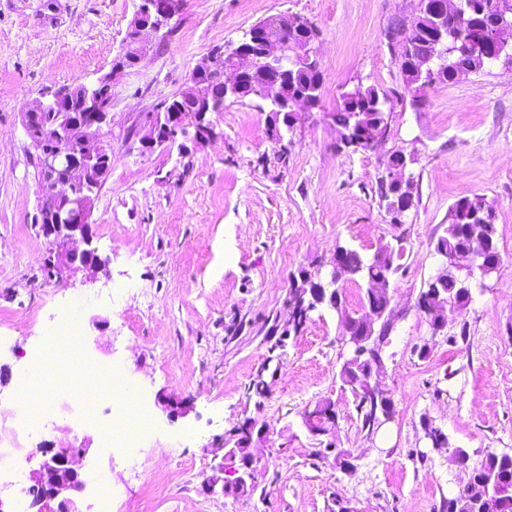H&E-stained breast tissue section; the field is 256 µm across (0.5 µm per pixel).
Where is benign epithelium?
<instances>
[{
    "label": "benign epithelium",
    "mask_w": 512,
    "mask_h": 512,
    "mask_svg": "<svg viewBox=\"0 0 512 512\" xmlns=\"http://www.w3.org/2000/svg\"><path fill=\"white\" fill-rule=\"evenodd\" d=\"M183 0H168L165 12L152 15L153 0H139L130 24L131 37L126 39L122 56L140 61L146 37L157 34L170 20L179 15ZM471 11L469 0H437L433 17L438 21L432 48L419 54V68L425 71L427 85L437 83L436 73L448 66L461 68L456 56V43L461 40L460 29L448 28V16L464 20ZM303 22L302 17L286 13L268 17L247 30L237 42L221 47L211 54L192 73L189 86L179 96L190 103L189 110L171 109L156 118L150 132L141 140V148L152 153L158 147L200 144L213 136L206 120L210 112L224 110L227 99L251 98L272 106L283 115L295 114L302 107H312L311 100L320 95L298 94L289 99L282 93L283 81L293 69L310 61L311 45H292L281 37L285 29ZM494 52L486 55V67L499 62L512 65V3H501L487 27ZM213 73L224 83V95H210L199 78ZM84 92L85 112H66L61 103L69 89L63 88L49 102H38L20 112L21 125L41 161L44 175L38 187V206L35 221L51 244L49 268L84 269L92 273L105 267L96 248L92 247L91 217L98 199L97 189L108 176L112 150L104 141V127L112 121V101L103 102L99 84L80 83ZM44 113L49 120L37 131L30 129L32 115ZM45 460L32 471L28 492L35 498L37 512H81L72 492L83 486L80 458L84 449L67 445L63 448H44ZM225 459L240 460L237 467L221 465L208 482L209 490L221 487L224 494L241 491L255 481L254 458L242 459L241 449L234 447Z\"/></svg>",
    "instance_id": "benign-epithelium-1"
}]
</instances>
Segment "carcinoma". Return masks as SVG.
Instances as JSON below:
<instances>
[{"mask_svg": "<svg viewBox=\"0 0 512 512\" xmlns=\"http://www.w3.org/2000/svg\"><path fill=\"white\" fill-rule=\"evenodd\" d=\"M484 5L486 13L474 21V30L467 33L465 38L472 44L471 54L467 58V66L480 63L482 56L488 54L484 46L487 11L493 8L499 0H473ZM395 61L404 76L406 85H411L415 78L411 75L413 68V51L419 48H431V32L429 28H421L407 37L398 24L389 28L386 33ZM296 83L299 87L316 88L322 83V75L316 69H304L297 73ZM360 101L353 104L347 97H342V103L333 113V121L347 134L356 138L352 151H367V139L374 127H380L385 132L387 127L386 108L387 97L379 94L373 87L358 89ZM449 223L444 234L435 244V250L444 253L454 261L459 270L470 271V259L467 250L470 236L479 235L493 244L492 253L488 259L498 263L497 231L494 224V210L482 196L461 198L455 201L449 209ZM340 268L336 278V311L343 316L341 337L349 336V331L356 325V318L348 315L344 308V282L370 278L391 282L401 268L398 263L401 255L391 249L379 248L372 256L367 257L352 247H343ZM310 271L302 270L299 279L293 283L290 291L291 331L298 333L309 318L310 312L320 307L310 293L308 278ZM467 277H459L453 273L446 278L430 277L419 293L417 306L426 314L429 326L446 318V312L457 308L463 310L472 300V294L466 288ZM362 305L384 311L379 330L371 336L372 348L360 356L354 365L343 363L339 371L342 386L349 389L356 400V409L362 421V427L372 432L383 422V417L394 413L393 401L389 397H379L367 391L365 377L368 372L378 369L383 364L384 347L389 333L393 329V313L390 300L383 293H373L367 289L361 299ZM331 401L319 400L313 407L304 411L303 424L310 433L318 435L327 427V417L322 410ZM431 448L440 452H448V462L459 465L467 460V452L463 448L451 445L448 435L440 428L430 430ZM469 480L482 484L487 488V494L481 498H471L467 495H455L443 503V512H512V455H497L490 452L484 461L470 472Z\"/></svg>", "mask_w": 512, "mask_h": 512, "instance_id": "carcinoma-1", "label": "carcinoma"}]
</instances>
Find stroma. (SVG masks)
I'll return each instance as SVG.
<instances>
[{"instance_id": "35a3bbf8", "label": "stroma", "mask_w": 512, "mask_h": 512, "mask_svg": "<svg viewBox=\"0 0 512 512\" xmlns=\"http://www.w3.org/2000/svg\"><path fill=\"white\" fill-rule=\"evenodd\" d=\"M137 5L0 0V365L9 372L0 423L38 409L61 386L59 369L50 368L29 394H17L20 368L43 346L44 323L71 319L99 376L83 394V417L57 420L40 439L84 449L81 512H93L100 478L112 487V512H337L341 503L354 512H441L487 452L512 455V67L416 97L386 32L408 24L418 0H185L138 65L113 71ZM281 13L319 29V109L298 113L278 143L272 113L230 99L210 114L208 143L184 155L142 153L139 139L160 103L188 86L197 65ZM107 74L112 170L92 216L106 270L50 276V245L33 220L34 150L19 114L61 86ZM359 85L391 102L385 135L365 152L342 148L331 118L342 94ZM397 151L415 176L417 200L400 225L379 191ZM477 195L494 208L499 267L435 336L416 302L443 266L434 244L451 205ZM340 243L368 255L386 246L403 252L381 376L395 413L372 435L340 387L341 314L315 310L300 334L275 345L294 276L323 268ZM425 343L430 353L418 357ZM259 377L268 384L263 399L251 391ZM129 394L150 425L131 453L106 450L103 433ZM324 398L336 404L338 446L357 457L352 472L313 455L319 441L302 414ZM427 420L467 451V467L430 451ZM249 422L266 430L255 452L256 490L209 492L213 466Z\"/></svg>"}]
</instances>
